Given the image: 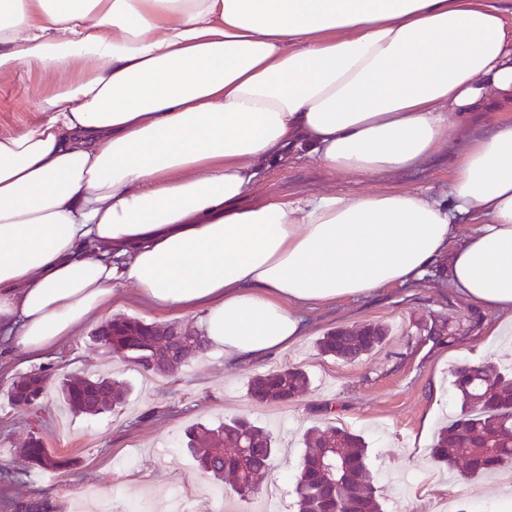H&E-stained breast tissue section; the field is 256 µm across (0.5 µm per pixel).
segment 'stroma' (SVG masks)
<instances>
[{"mask_svg":"<svg viewBox=\"0 0 512 512\" xmlns=\"http://www.w3.org/2000/svg\"><path fill=\"white\" fill-rule=\"evenodd\" d=\"M79 67L28 69L0 76V132L23 128L37 115L35 95L47 96L58 82L76 78ZM452 174L450 155L384 180L334 176L314 159L291 157L260 174L255 193L302 194L321 189L366 193L379 187L442 194ZM306 336L294 346L258 360H225L213 348L173 377L141 373L131 363L98 347L94 324H83L70 338L38 360L0 356V512L40 499L49 512L81 506L96 512L106 499L110 512H164L172 495L201 490L194 512H294V485L303 451L302 435L311 426L343 425L368 443L369 469L385 512H500L501 474L467 478L435 466L429 449L438 428L459 407L451 373L459 365L487 358L512 365V325L475 309L449 288L440 267L417 281L385 288L369 297L319 304L305 312ZM368 323L388 330L377 350L353 362L320 356L315 342L336 327ZM446 324L453 340L429 339L431 326ZM284 366L306 371L311 385L288 403H255L247 383L255 375ZM52 371L38 411L12 408L9 385L42 368ZM108 374L127 382L124 406L96 416L66 411L57 380L63 376ZM244 417L274 434L281 452L274 457L266 486H279L277 502L265 492L243 500L203 475L186 447L184 433L199 423L217 424ZM38 433L57 455L76 458V466L51 473L28 466L18 448Z\"/></svg>","mask_w":512,"mask_h":512,"instance_id":"1","label":"stroma"}]
</instances>
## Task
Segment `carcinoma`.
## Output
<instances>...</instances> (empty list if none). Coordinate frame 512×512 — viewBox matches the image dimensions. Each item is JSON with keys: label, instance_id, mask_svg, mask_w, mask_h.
Masks as SVG:
<instances>
[{"label": "carcinoma", "instance_id": "obj_1", "mask_svg": "<svg viewBox=\"0 0 512 512\" xmlns=\"http://www.w3.org/2000/svg\"><path fill=\"white\" fill-rule=\"evenodd\" d=\"M387 337L382 324L337 327L318 339L320 355L353 362L380 347ZM93 339L145 372L172 376L190 359L209 350L203 331L178 323H145L115 316L97 328ZM452 385L459 412L442 427L430 448L437 467L465 465V475L482 477L512 469V369L495 358L455 368ZM50 374L42 370L14 381L8 392L11 406L38 407ZM306 372L294 367L272 370L248 382L257 402L293 401L308 390ZM62 396L77 414L98 415L122 406L127 386L106 377H72L62 382ZM304 454L295 486V512H381L378 491L369 481L367 445L347 427H312L303 436ZM186 447L199 468L215 479L228 476L234 492L246 499L265 479L277 451L271 433L244 418L216 427L197 425L186 431ZM32 466L62 470L74 459L51 453L44 441L32 437L17 449Z\"/></svg>", "mask_w": 512, "mask_h": 512}]
</instances>
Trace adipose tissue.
<instances>
[{
    "mask_svg": "<svg viewBox=\"0 0 512 512\" xmlns=\"http://www.w3.org/2000/svg\"><path fill=\"white\" fill-rule=\"evenodd\" d=\"M511 2L0 0V74L82 67L0 132V351L43 356L130 283L253 360L439 262L512 321ZM449 147L438 197L253 194L290 153L373 179Z\"/></svg>",
    "mask_w": 512,
    "mask_h": 512,
    "instance_id": "obj_1",
    "label": "adipose tissue"
}]
</instances>
